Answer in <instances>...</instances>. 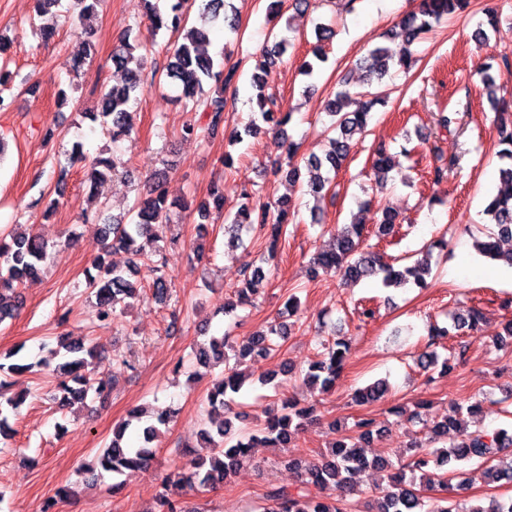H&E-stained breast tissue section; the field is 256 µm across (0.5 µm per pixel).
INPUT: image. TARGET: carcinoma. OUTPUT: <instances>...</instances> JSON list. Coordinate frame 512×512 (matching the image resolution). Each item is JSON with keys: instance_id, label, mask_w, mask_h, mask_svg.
Masks as SVG:
<instances>
[{"instance_id": "carcinoma-1", "label": "carcinoma", "mask_w": 512, "mask_h": 512, "mask_svg": "<svg viewBox=\"0 0 512 512\" xmlns=\"http://www.w3.org/2000/svg\"><path fill=\"white\" fill-rule=\"evenodd\" d=\"M147 4V17L153 33L165 29L181 37L173 43L164 66L167 78L181 87L179 102L188 112H200L206 122L191 120L182 128V135L195 139H206L224 126L225 92L236 84L238 69L224 68V62L215 59L207 50L213 27L222 22L230 31L237 30L238 17L235 11H227L226 0H167L165 9L152 0ZM470 0H419L417 10L403 17L398 24V35L404 46L397 51L378 46L359 61V69L365 73L367 83L383 79L391 69L398 67L408 70L414 63L410 46L429 31L442 17L460 14L467 10ZM271 43L262 54V65L273 64L285 53L288 43L269 34ZM94 45L89 37L79 43L74 56L73 69L78 72L86 61L92 58ZM142 44L137 37L126 33L112 50V68L119 80L104 86L99 101L98 112L90 113L93 119H102L112 143H117L132 132L130 104L144 94L147 88L145 71L147 56L137 53ZM257 89L251 98L252 110L260 113L263 121L274 123L278 132L277 147L287 148L289 180L300 176L295 161L297 145L286 137V126L291 122L292 113L287 112L274 118L276 102L264 93L263 86L254 82ZM387 96L380 90L366 97L364 93H353L344 87L325 100L324 114L329 117L327 132L329 149L319 157L306 160V165L315 171L313 180L307 185V193L315 201H320L331 189L333 178L347 160L353 147L355 135L365 133L371 109L382 103ZM499 137L498 158L501 162L499 177L503 189L484 208L493 226L491 233L476 244L478 252L501 265L512 267V250L503 251L498 242L512 239V116L500 113L497 116ZM70 158L84 163L85 182L91 190L98 184L112 178L118 172L120 162L113 157L98 155L86 159L83 146L72 145ZM393 157L384 147L375 149L372 170L375 184L384 186L392 169ZM171 205L168 204L163 182L155 180L147 186L144 194L133 207V216L128 223L104 221L102 224V250L106 253L123 251L130 255L126 268L108 265L103 257L94 262L97 274L87 276L86 285L96 297V317L104 322L117 316V305L127 298L141 296V282L137 276L144 265L151 273V299L164 305L172 292V282L168 272L167 255L158 245L162 239L164 226L169 219ZM224 194L213 190L208 199L196 207L202 220H209L213 214H222ZM295 209L291 200L281 199L267 204H241L231 221L224 225L228 235L227 245L236 247L244 244L243 232L256 227L268 230L271 255L277 254V244L285 235L286 226L293 222L290 211ZM397 215L385 209L377 224L376 236L384 238L395 232ZM363 224L354 221L336 227L332 243L325 250L313 254L312 264L318 268L339 272L343 277L360 281L382 275L381 283L386 288H405L414 284L426 287L428 265L421 261L411 266L396 269L377 252L360 246ZM48 244L40 237L25 231H15L0 236V323L15 317L19 307L18 288L25 281L37 278L42 273V263L47 256ZM243 287L237 292V300L224 305V312L232 314L236 308L248 301L266 280L264 272L250 265L241 272ZM483 320V312L478 307L461 310L446 327L431 331L432 344L440 345L452 341L467 331H476ZM291 324L279 321L266 332L245 336L234 342L227 335L212 336L197 345L195 362L197 367L210 369L222 362L227 365L224 373L214 381L207 393L211 427L202 429L201 436L208 448L207 454L190 460L187 468L165 474L162 477V492L158 498L157 512H182L179 502L170 494L171 488L195 487L207 490L224 484L243 463L249 460V451L257 446L285 448L299 430L312 418L313 408L301 404L296 398H282V412L266 417L262 427L255 433L235 436L234 421L243 422L248 418L245 412H233L229 408L228 396L239 393L249 380L240 364L256 358H266L276 350L275 338L283 337ZM319 359L312 362L306 373L305 383L322 392L333 388L343 372L350 347L348 341L336 338L320 341ZM55 355L62 358L55 371L64 377L61 388L64 395L61 406L72 407L85 403L89 394L104 398L112 392V382L103 377H93L88 371L89 359L94 350L85 345L81 336L64 334L58 338ZM234 365H229V361ZM448 368V360H439L434 351H425L418 358V365L426 372L437 365ZM7 382L0 379V436L10 433L7 410L17 411L23 397H4ZM388 392V384L379 380L358 391L356 401L361 404L381 400ZM175 411L168 410L155 416L135 429L139 443L134 444L125 437L130 423H122L113 433L112 441L98 454L93 464L87 468L92 473L97 469L120 476L127 470L144 469L155 456L152 443L160 433V427L167 425ZM458 432L456 441L447 449L414 447L407 463L397 467L384 456L368 458L361 442L369 440L379 431L373 419L360 418L355 423V434H343L331 446V451L322 460L305 468L294 486L272 485L264 496L260 512H347L345 504L330 499L326 491L345 486L354 492L359 479L371 471L388 472L386 485L378 489L375 507L369 512H512V497L506 500L492 499L485 505L463 509L458 499L459 492L466 489L473 480L468 476L457 484H452L456 474L443 470L451 461L476 460V472L487 482L512 481V462L502 469L491 464L494 456L512 447V433L505 428L468 431L459 420L448 416L429 427L430 434L438 439L448 438V431ZM443 470L434 473L432 469ZM438 484L445 495L430 498L425 491Z\"/></svg>"}]
</instances>
